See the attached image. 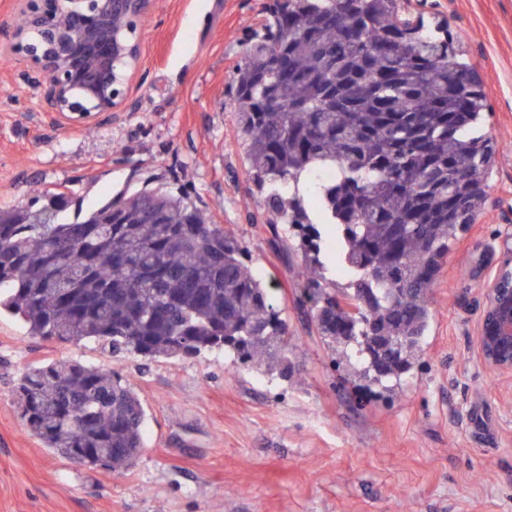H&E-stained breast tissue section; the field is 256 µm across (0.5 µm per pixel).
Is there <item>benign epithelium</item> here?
<instances>
[{"label": "benign epithelium", "mask_w": 512, "mask_h": 512, "mask_svg": "<svg viewBox=\"0 0 512 512\" xmlns=\"http://www.w3.org/2000/svg\"><path fill=\"white\" fill-rule=\"evenodd\" d=\"M25 24L14 32L11 50L22 56L48 82L44 111L58 112L85 123L100 112H118L127 100L129 70L140 56L139 41L123 37L115 20L137 24L154 0H22ZM41 30L44 38L30 41ZM477 336L483 365L512 376V252H506L497 276L487 284ZM370 358L375 371L401 345L376 335L368 324Z\"/></svg>", "instance_id": "benign-epithelium-1"}]
</instances>
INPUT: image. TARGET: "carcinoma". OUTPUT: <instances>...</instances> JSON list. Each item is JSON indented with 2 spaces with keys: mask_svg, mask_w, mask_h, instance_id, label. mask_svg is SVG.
Returning a JSON list of instances; mask_svg holds the SVG:
<instances>
[{
  "mask_svg": "<svg viewBox=\"0 0 512 512\" xmlns=\"http://www.w3.org/2000/svg\"><path fill=\"white\" fill-rule=\"evenodd\" d=\"M450 28L430 29L399 0H273L265 33L233 74L235 121L270 216L321 250L310 212L332 225L341 302L309 264L319 333L360 353L364 324L412 337L387 374L412 367L430 321L429 288L484 208L495 154L480 129L486 93ZM321 169L331 182L297 184ZM39 191L0 207V308L29 335L150 360L229 349L248 360L288 323L246 262L242 241L188 195L142 188L77 210ZM15 394L28 432L71 464L117 471L143 448L146 413L114 370L76 359L30 368Z\"/></svg>",
  "mask_w": 512,
  "mask_h": 512,
  "instance_id": "1",
  "label": "carcinoma"
}]
</instances>
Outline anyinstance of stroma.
Masks as SVG:
<instances>
[{
	"label": "stroma",
	"instance_id": "stroma-1",
	"mask_svg": "<svg viewBox=\"0 0 512 512\" xmlns=\"http://www.w3.org/2000/svg\"><path fill=\"white\" fill-rule=\"evenodd\" d=\"M273 0H156L138 28L125 108L82 126L39 109L37 72L9 54L21 17L0 0V207L73 189L185 191L248 247L288 323V377L227 350L148 361L29 336L0 313V512H512V378L477 351L486 285L512 247V0H404L447 21L484 82L481 130L497 144L487 203L431 288L432 319L398 384L365 378L320 336L270 226L233 118L232 71ZM75 357L140 396L145 444L119 473L43 447L12 396L28 368Z\"/></svg>",
	"mask_w": 512,
	"mask_h": 512
}]
</instances>
